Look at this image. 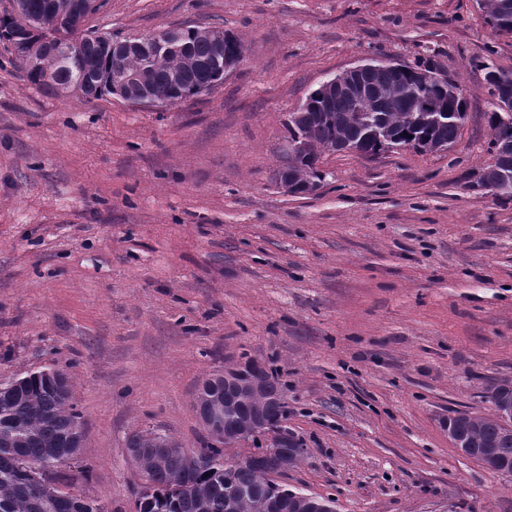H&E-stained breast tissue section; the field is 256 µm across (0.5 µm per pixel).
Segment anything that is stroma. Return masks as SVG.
I'll list each match as a JSON object with an SVG mask.
<instances>
[{"label":"stroma","mask_w":512,"mask_h":512,"mask_svg":"<svg viewBox=\"0 0 512 512\" xmlns=\"http://www.w3.org/2000/svg\"><path fill=\"white\" fill-rule=\"evenodd\" d=\"M185 25L244 47L167 108L44 94L0 40V384L52 368L83 447L52 479L106 512L143 483L125 438L210 442L202 381L246 360L286 384L304 455L278 484L336 512H512V478L448 440L512 383V198L480 186L512 37L476 0H106L113 39ZM433 57L467 91L453 148L324 152L277 180L288 115L360 59Z\"/></svg>","instance_id":"1"}]
</instances>
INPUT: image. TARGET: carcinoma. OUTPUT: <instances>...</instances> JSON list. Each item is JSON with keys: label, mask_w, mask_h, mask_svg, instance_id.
Listing matches in <instances>:
<instances>
[{"label": "carcinoma", "mask_w": 512, "mask_h": 512, "mask_svg": "<svg viewBox=\"0 0 512 512\" xmlns=\"http://www.w3.org/2000/svg\"><path fill=\"white\" fill-rule=\"evenodd\" d=\"M50 0H25L15 16L0 19V39L16 50L29 82L54 96L80 94L99 98L112 94V79L121 71L135 78L134 90L164 98L174 105L199 95L222 81L208 29L180 27V46L164 55L125 53L119 57L95 40L84 43L82 57H49L42 53L45 33L37 21ZM485 22L499 35L512 36V0H477ZM398 75L382 61L366 76L371 94L362 100L338 96L329 111L312 108L288 122V140L301 148L285 151L282 169L304 186L321 179L316 164L325 151L341 152L350 144L364 156H377L384 144L414 142V149L435 152L450 148L467 117V105L452 104L456 82L432 59L406 66ZM421 72L436 73L440 79L420 88L415 78ZM428 97L448 106L446 112H410V101ZM512 105L504 108L493 101L490 115L492 162L480 174V183L496 191L512 187V151L497 147L512 145ZM264 384L255 391L241 372L237 383L224 387L219 380L206 379L198 389L196 402L224 404V425L233 431L228 439L212 434L214 443L192 453H169L162 463L145 453L138 464L145 483L136 494L135 512H299L316 506L320 499L309 497L272 503L267 449L238 460H226L224 448L255 437L235 429L246 425L257 413L278 424L287 417L283 386L274 373L263 372ZM0 391V512H107L78 495L50 507L55 491L50 471L60 464L58 457L74 459L82 444L70 442L69 435L83 427L81 414L70 402L68 380L57 386L43 372L31 373L8 383ZM459 430L472 443L470 457L482 461L492 452L498 461L512 467V437L497 415L478 417L459 413Z\"/></svg>", "instance_id": "carcinoma-1"}]
</instances>
